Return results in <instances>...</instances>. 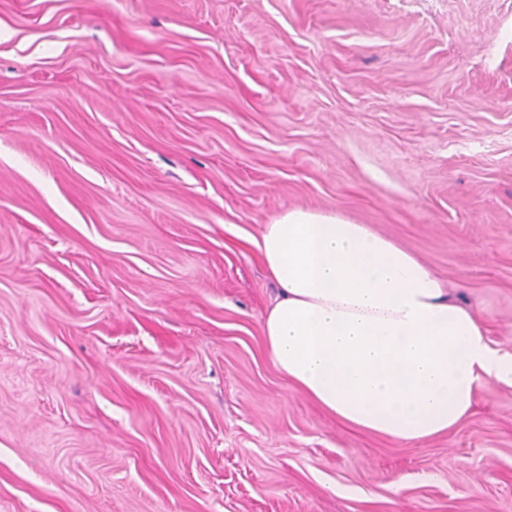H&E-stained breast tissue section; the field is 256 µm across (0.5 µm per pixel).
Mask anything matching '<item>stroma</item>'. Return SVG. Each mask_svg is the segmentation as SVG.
Here are the masks:
<instances>
[{"instance_id":"stroma-1","label":"stroma","mask_w":512,"mask_h":512,"mask_svg":"<svg viewBox=\"0 0 512 512\" xmlns=\"http://www.w3.org/2000/svg\"><path fill=\"white\" fill-rule=\"evenodd\" d=\"M294 208L512 354V0H0V512H512V386L404 441L272 365Z\"/></svg>"}]
</instances>
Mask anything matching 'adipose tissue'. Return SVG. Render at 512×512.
Masks as SVG:
<instances>
[{
    "mask_svg": "<svg viewBox=\"0 0 512 512\" xmlns=\"http://www.w3.org/2000/svg\"><path fill=\"white\" fill-rule=\"evenodd\" d=\"M278 294L263 324L275 368L337 420L426 440L454 428L482 383L512 385L481 316L411 251L333 212L291 209L258 244Z\"/></svg>",
    "mask_w": 512,
    "mask_h": 512,
    "instance_id": "1",
    "label": "adipose tissue"
}]
</instances>
